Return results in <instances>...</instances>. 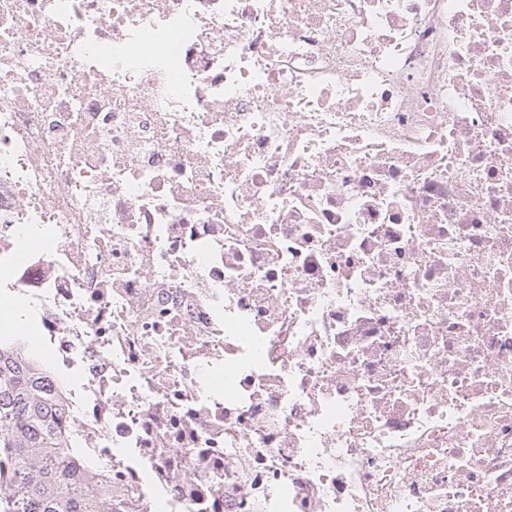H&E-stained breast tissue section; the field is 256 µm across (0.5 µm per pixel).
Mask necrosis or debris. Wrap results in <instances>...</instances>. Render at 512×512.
I'll return each mask as SVG.
<instances>
[{
    "label": "necrosis or debris",
    "mask_w": 512,
    "mask_h": 512,
    "mask_svg": "<svg viewBox=\"0 0 512 512\" xmlns=\"http://www.w3.org/2000/svg\"><path fill=\"white\" fill-rule=\"evenodd\" d=\"M0 265L112 512H512V0H0Z\"/></svg>",
    "instance_id": "4bbe7bcc"
}]
</instances>
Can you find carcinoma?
I'll list each match as a JSON object with an SVG mask.
<instances>
[{
    "mask_svg": "<svg viewBox=\"0 0 512 512\" xmlns=\"http://www.w3.org/2000/svg\"><path fill=\"white\" fill-rule=\"evenodd\" d=\"M28 346L0 336V512H100L106 494L102 470L88 462V478L73 464V434L59 425L55 401Z\"/></svg>",
    "mask_w": 512,
    "mask_h": 512,
    "instance_id": "1",
    "label": "carcinoma"
}]
</instances>
